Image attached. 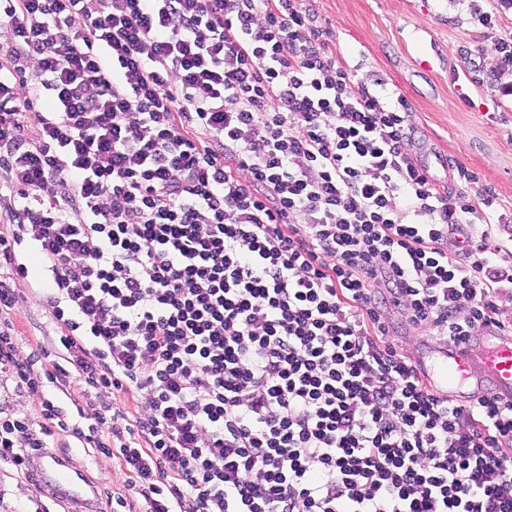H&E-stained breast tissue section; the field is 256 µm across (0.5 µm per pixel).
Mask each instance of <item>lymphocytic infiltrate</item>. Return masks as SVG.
I'll use <instances>...</instances> for the list:
<instances>
[{
  "label": "lymphocytic infiltrate",
  "instance_id": "f902f5d3",
  "mask_svg": "<svg viewBox=\"0 0 512 512\" xmlns=\"http://www.w3.org/2000/svg\"><path fill=\"white\" fill-rule=\"evenodd\" d=\"M317 21L0 0V314L45 278L59 329L24 357L0 327V380L40 398L0 415V464L94 445L126 477L111 512H512V400L437 395L384 317L447 345L504 329L493 200L463 167L437 187L404 99Z\"/></svg>",
  "mask_w": 512,
  "mask_h": 512
}]
</instances>
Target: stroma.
<instances>
[{"label": "stroma", "instance_id": "1", "mask_svg": "<svg viewBox=\"0 0 512 512\" xmlns=\"http://www.w3.org/2000/svg\"><path fill=\"white\" fill-rule=\"evenodd\" d=\"M319 17L330 49L343 64L356 66L367 85L381 81L400 93L410 112V149L427 162L440 185L450 186L456 167L477 177L470 190L492 196L505 219L498 237L506 264L512 265V99L502 84L512 72H500L492 37L477 27L463 5L451 0H305ZM385 317L394 340L413 358L423 359L436 340L409 325L404 310L388 307ZM29 354L37 341L56 335L50 307L26 293L10 315ZM55 454L82 468L97 498L121 488L116 460L95 448L57 436ZM42 499L51 512H72L59 495L9 474L0 476V512H18L29 500Z\"/></svg>", "mask_w": 512, "mask_h": 512}]
</instances>
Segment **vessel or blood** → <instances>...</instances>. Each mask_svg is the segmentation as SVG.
I'll return each instance as SVG.
<instances>
[{
    "mask_svg": "<svg viewBox=\"0 0 512 512\" xmlns=\"http://www.w3.org/2000/svg\"><path fill=\"white\" fill-rule=\"evenodd\" d=\"M470 346L448 345L430 365V374L440 391L454 394L470 388L476 393L491 391L503 399H512V339L484 343L480 358H472ZM30 466L40 482L78 504H85V480L80 470L62 457L45 459L36 455Z\"/></svg>",
    "mask_w": 512,
    "mask_h": 512,
    "instance_id": "b4317fda",
    "label": "vessel or blood"
}]
</instances>
